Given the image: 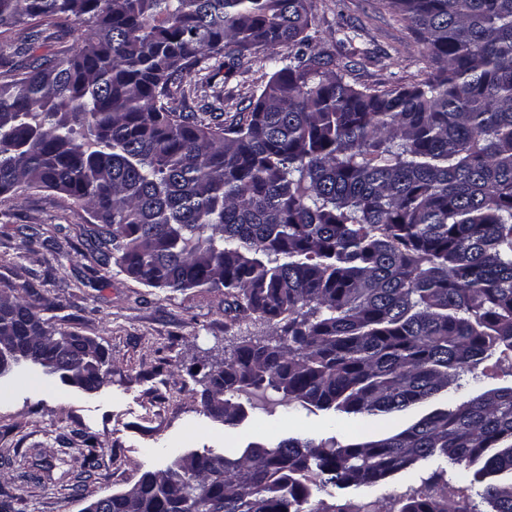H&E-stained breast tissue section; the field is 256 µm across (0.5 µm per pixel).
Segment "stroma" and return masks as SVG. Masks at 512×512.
Returning <instances> with one entry per match:
<instances>
[{
	"label": "stroma",
	"instance_id": "1",
	"mask_svg": "<svg viewBox=\"0 0 512 512\" xmlns=\"http://www.w3.org/2000/svg\"><path fill=\"white\" fill-rule=\"evenodd\" d=\"M316 51L346 67L357 87H389L423 79L424 48L388 0H307ZM266 50L207 61L202 75L185 77L174 105L203 114L213 90L223 109L248 107L269 68ZM91 218L57 192L32 189L0 202V291L53 308L56 328L100 343L110 357L105 384L86 392L23 367L0 379V512H83L92 501L124 491L143 472L166 469L176 455L209 450L232 453L251 442L288 437L361 441L401 429L419 409L375 416H342L330 425L323 412L281 405L275 392L252 396L244 421L227 427L201 411L208 366L239 342L269 337L273 328L251 317L232 320L220 291L152 288L117 266L104 269L84 236ZM64 233L52 251L44 240ZM96 438V465L79 453L85 435ZM400 476L359 489L313 491L308 508L322 512L333 499L397 503Z\"/></svg>",
	"mask_w": 512,
	"mask_h": 512
}]
</instances>
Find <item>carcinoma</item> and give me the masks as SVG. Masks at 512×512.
Returning <instances> with one entry per match:
<instances>
[{
  "mask_svg": "<svg viewBox=\"0 0 512 512\" xmlns=\"http://www.w3.org/2000/svg\"><path fill=\"white\" fill-rule=\"evenodd\" d=\"M431 71L362 89L312 52L305 0H0V199L50 189L80 203L94 259L152 288L224 290L237 317L281 325L244 340L200 394L232 427L238 397L345 415L441 398L489 359L512 376V0H391ZM70 55L35 56L53 29ZM288 48L226 119L172 106L202 61ZM0 293V378L23 365L86 391L102 346L61 358ZM457 466L421 475L424 464ZM481 464L473 471L471 467ZM399 474V512H512V385L437 407L381 438L290 437L177 455L102 512H306L313 485ZM323 512H390L378 500Z\"/></svg>",
  "mask_w": 512,
  "mask_h": 512,
  "instance_id": "1",
  "label": "carcinoma"
}]
</instances>
